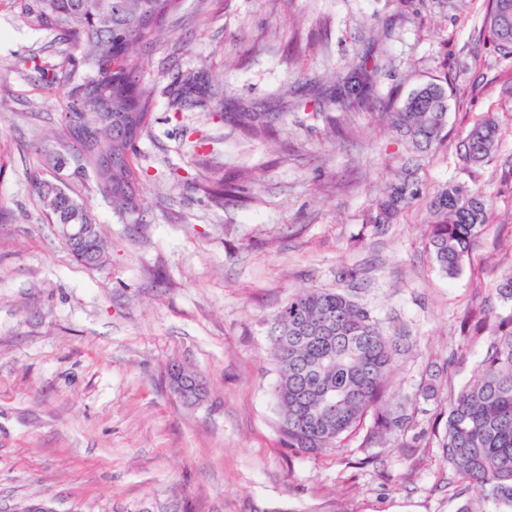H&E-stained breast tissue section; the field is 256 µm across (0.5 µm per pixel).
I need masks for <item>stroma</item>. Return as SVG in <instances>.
<instances>
[{
  "mask_svg": "<svg viewBox=\"0 0 512 512\" xmlns=\"http://www.w3.org/2000/svg\"><path fill=\"white\" fill-rule=\"evenodd\" d=\"M487 5L180 0L144 56L156 97L135 145V224L92 169L52 168L67 96L37 90L33 67L56 56L0 0V512L42 501L55 512H456L439 440L487 347L460 322L512 267V56L482 31ZM372 29L387 33L372 103L337 114L335 76ZM188 73L211 93L180 110L168 91ZM433 79L448 88V128L418 158L424 194L452 181L494 198L453 278L433 262L424 202L362 229L409 153L380 112ZM235 112L276 113L272 135L245 134ZM487 114L499 146L471 169L457 145ZM59 173L96 218L101 267L78 263L45 221L31 177ZM229 179L235 196L216 204L206 185ZM344 268L360 272L361 303L409 333L390 393L408 400L416 445L373 449L360 431L309 458L278 429L270 321L297 290L341 289ZM432 362L447 370L426 400ZM175 365L200 377L205 403L170 391Z\"/></svg>",
  "mask_w": 512,
  "mask_h": 512,
  "instance_id": "35a3bbf8",
  "label": "stroma"
}]
</instances>
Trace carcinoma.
<instances>
[{"label": "carcinoma", "mask_w": 512, "mask_h": 512, "mask_svg": "<svg viewBox=\"0 0 512 512\" xmlns=\"http://www.w3.org/2000/svg\"><path fill=\"white\" fill-rule=\"evenodd\" d=\"M27 24L46 33L58 60L50 68H36L37 88L45 94L64 90L66 120L57 128L58 144L68 143L85 164L92 152L74 133L79 126L96 125L97 145L126 158L124 174L136 178L132 155L137 139L111 141L114 131L105 113L140 117L138 133L147 127L145 116L155 86L145 82L140 50L156 43L147 34L177 8L180 0H11ZM500 0H491L485 32L503 55L512 56V15L500 14ZM379 67L363 59L336 82L329 103L338 112L370 105ZM173 101L180 107L202 102L207 87L189 74L174 85ZM389 125L416 153L429 152L444 137L448 123V92L438 82L414 89L403 105L384 113ZM500 133L487 115L459 144L464 163L476 167L496 152ZM419 183L407 167L404 175L380 193L367 224L374 232L393 224L402 210L417 200ZM56 206L44 211L52 224H90L93 215L70 193H57ZM494 201L478 186L439 187L428 207V245L439 271L449 277L463 269L473 241L488 223ZM339 291L304 289L288 297L272 317L271 361L278 374L273 397L279 410V429L287 446L298 453L317 455L336 447L367 416L373 426L370 445L403 441L412 415L392 406L388 391L394 364L408 348V337L385 329L357 298L361 282L353 271L343 273ZM492 291L501 307L464 316L462 327L471 337L490 336L483 360L472 381L448 405L440 439L443 457L459 480L473 492L457 512H512V269L504 272Z\"/></svg>", "instance_id": "cac0c4a2"}]
</instances>
